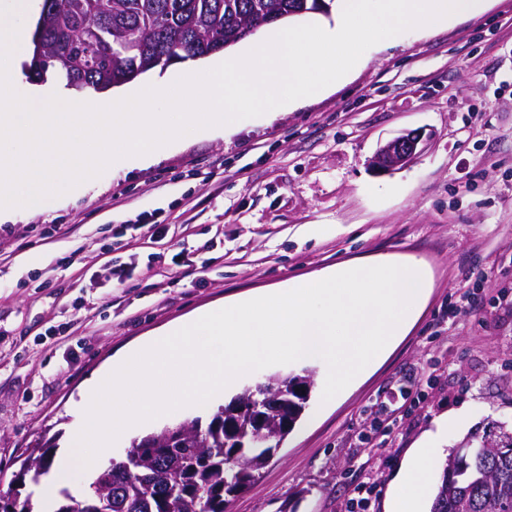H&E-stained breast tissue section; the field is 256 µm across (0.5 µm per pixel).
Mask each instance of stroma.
Listing matches in <instances>:
<instances>
[{"mask_svg":"<svg viewBox=\"0 0 512 512\" xmlns=\"http://www.w3.org/2000/svg\"><path fill=\"white\" fill-rule=\"evenodd\" d=\"M420 130L426 147L380 172V146ZM168 225L134 229L140 214ZM421 261L412 327L331 402L309 408L225 512H347L365 478L373 512L445 415L442 448L512 428V0L375 45L344 81L228 137L188 133L152 163L105 170L40 213L0 222V489L20 487L37 442L74 445V406L126 349L194 313L342 262ZM134 261L123 286L112 266ZM469 293L460 305V293ZM419 378L418 395L402 394ZM399 423L389 464L365 472L371 408Z\"/></svg>","mask_w":512,"mask_h":512,"instance_id":"obj_1","label":"stroma"}]
</instances>
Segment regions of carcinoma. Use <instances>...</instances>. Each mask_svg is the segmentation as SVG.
Instances as JSON below:
<instances>
[{
  "label": "carcinoma",
  "instance_id": "1",
  "mask_svg": "<svg viewBox=\"0 0 512 512\" xmlns=\"http://www.w3.org/2000/svg\"><path fill=\"white\" fill-rule=\"evenodd\" d=\"M333 0H43L42 51L29 69L45 81L102 92L132 83L175 61L204 58L247 32L297 11H331ZM313 386L309 370L271 375L209 415L131 441L125 460L90 473L77 497L59 489L51 512H224L302 418ZM303 394L294 393V389ZM51 446L23 460L37 483L49 473ZM13 512H42L31 496L0 490ZM431 512H512V430L492 429L448 450Z\"/></svg>",
  "mask_w": 512,
  "mask_h": 512
}]
</instances>
